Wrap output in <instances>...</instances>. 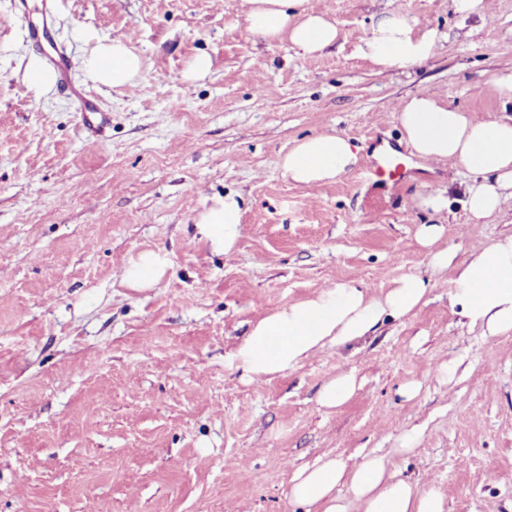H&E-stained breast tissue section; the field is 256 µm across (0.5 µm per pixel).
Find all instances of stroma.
Listing matches in <instances>:
<instances>
[{"instance_id":"obj_1","label":"stroma","mask_w":512,"mask_h":512,"mask_svg":"<svg viewBox=\"0 0 512 512\" xmlns=\"http://www.w3.org/2000/svg\"><path fill=\"white\" fill-rule=\"evenodd\" d=\"M488 3L482 19L452 0H310L340 37L305 58L250 37L241 0H61L54 26L77 55L119 39L145 61L128 88L72 74L112 116L88 140L67 91L29 85L28 19L0 0V512H302L298 467L369 452L436 490L445 512H512V332L472 326L417 240L441 221V247L465 261L512 234V197L475 224L468 178L449 181L445 165L414 160L394 191L364 176L382 144L399 146L407 96L512 116L493 85L512 72V0ZM401 10L435 28L439 48L379 70L357 47ZM201 53L211 71L186 84ZM330 131L360 148L349 173L318 187L283 177L280 155ZM439 188L450 205L437 219L414 198ZM230 192L240 236L217 254L194 220ZM146 250L166 255L167 272L127 288L123 268ZM411 274L431 280L411 316L269 381L237 369L238 344L268 312L337 282L378 291ZM348 372L355 394L322 407V384Z\"/></svg>"}]
</instances>
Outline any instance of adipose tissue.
I'll return each instance as SVG.
<instances>
[{"instance_id": "1", "label": "adipose tissue", "mask_w": 512, "mask_h": 512, "mask_svg": "<svg viewBox=\"0 0 512 512\" xmlns=\"http://www.w3.org/2000/svg\"><path fill=\"white\" fill-rule=\"evenodd\" d=\"M246 30L273 45L288 40L297 54L312 57L335 43L340 31L310 0H243ZM439 36L405 11L384 14L359 45L361 56L383 70L408 69L427 62ZM91 79L112 88L135 84L144 73L143 59L119 40L98 43L82 57ZM402 138L413 154L428 163H449L464 170L471 183L464 209L471 222L496 214L512 190V117H476L446 98L418 93L397 109ZM359 161L352 140L332 131L300 140L282 155L278 166L291 181L321 186L339 180ZM242 208L235 194L216 196L195 220L196 233L218 253L236 249ZM444 233L440 224H423L418 241L431 250L433 274L452 271L450 299L462 315L479 325L483 335L512 331V235L495 240L467 264L453 267L454 254L438 248ZM165 254L146 251L130 259L122 271L124 284L141 290L155 287L165 276ZM430 282L420 275L394 281L375 293L356 282L336 283L314 296L280 307L256 321L237 347L238 369L252 381H267L300 367L311 356L340 350L375 333L389 320L413 314L427 302ZM292 496L314 512H346L337 496L346 486L358 512H444L435 491L414 490L382 457L367 455L353 466L319 459L298 468Z\"/></svg>"}]
</instances>
